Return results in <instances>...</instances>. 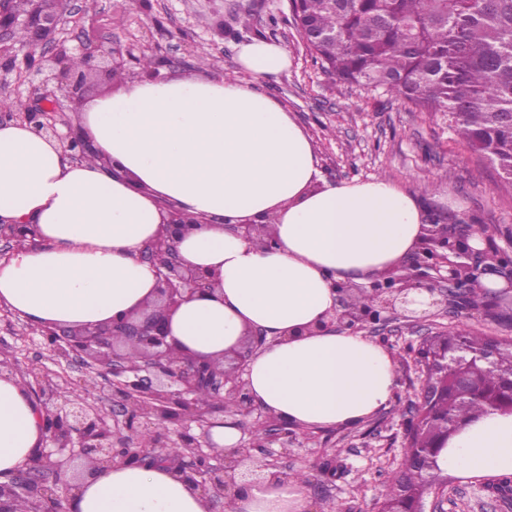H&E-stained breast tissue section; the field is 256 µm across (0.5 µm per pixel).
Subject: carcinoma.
Here are the masks:
<instances>
[{
	"instance_id": "cac0c4a2",
	"label": "carcinoma",
	"mask_w": 512,
	"mask_h": 512,
	"mask_svg": "<svg viewBox=\"0 0 512 512\" xmlns=\"http://www.w3.org/2000/svg\"><path fill=\"white\" fill-rule=\"evenodd\" d=\"M300 29L326 39L310 51L340 80L384 88L415 107L448 116L456 138L497 169L512 188V0H291ZM448 350L495 346L479 365L480 394H448L420 422L406 458L424 465L388 477L380 512L408 489L424 493L440 477L430 450L463 423L491 411L487 394L512 380V343L470 330L444 335Z\"/></svg>"
}]
</instances>
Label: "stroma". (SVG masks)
<instances>
[{
    "label": "stroma",
    "instance_id": "1",
    "mask_svg": "<svg viewBox=\"0 0 512 512\" xmlns=\"http://www.w3.org/2000/svg\"><path fill=\"white\" fill-rule=\"evenodd\" d=\"M75 12V30L89 43L109 38L131 49L129 80L143 56L168 59L170 75H233L237 44L254 38L281 44L291 64L259 89L281 100L311 135L324 180L389 177L420 197L437 221L485 226L493 249H512V192L498 188L496 170L456 142L442 114L383 89L344 83L315 64L292 25L289 0H76ZM459 327L512 341V297L491 309L441 304L421 321H391L371 335L397 363L390 407L350 427H303L287 445L273 443L285 472L307 477L312 512H377L388 477L402 463L408 407L424 379L415 349L423 337ZM0 358L18 367L31 390L53 373L59 391L86 396L112 422L109 382L89 379L78 361L51 359L17 313L0 312ZM497 483L494 475L449 474L445 512H512V498H501Z\"/></svg>",
    "mask_w": 512,
    "mask_h": 512
}]
</instances>
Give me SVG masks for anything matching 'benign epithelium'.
<instances>
[{
  "label": "benign epithelium",
  "mask_w": 512,
  "mask_h": 512,
  "mask_svg": "<svg viewBox=\"0 0 512 512\" xmlns=\"http://www.w3.org/2000/svg\"><path fill=\"white\" fill-rule=\"evenodd\" d=\"M71 0H32L26 12H17L13 0H0V49L14 44L17 31L25 30L29 39L41 46L39 55L13 56L0 65V83L27 85L36 95V104L25 112H1L0 123L15 120L34 133L58 142L65 155L81 161L93 152V144L71 122L45 107L54 90L66 88L80 102L88 90L92 73L112 75L122 70L128 49L112 41L97 45L66 47L70 40L67 26L73 22ZM165 223L159 225L163 244L145 243L139 250L141 261L157 274L154 299L140 310L120 320L94 327L72 330L44 328L39 335L57 356L76 358L92 374L112 377V414L121 422L108 426L99 408L79 394L54 389L52 379L44 376L36 404L45 424V445L21 465L8 483H0V512H11L12 501L24 496L36 512L43 504L58 502L56 512H68L61 504L71 485L67 480H85L93 472L82 470L77 461L96 460L107 468L137 460L163 464L175 462L182 480L201 492L206 512H215L212 504L222 501L233 508L238 492L245 486H261L284 474L265 442L220 457L204 451L200 437L224 423V414L246 416L254 410L242 373L253 353L266 343V334L251 330L235 352L234 366L224 360H207L191 352L173 359L169 356L166 319L187 298L214 290V280L204 269L184 264L178 244L189 231L190 220L176 206L164 205ZM225 229L248 240L274 237L269 224H227ZM0 238L19 248L22 243L36 247L37 231L32 224H1ZM483 251L469 245L461 226L442 224L423 237L417 249L405 261L375 280L370 288L375 303L369 307L352 305L361 286L347 282L337 287V307L325 327L357 331L366 325L382 327L392 319L417 321L421 311L413 292L425 291L428 306L440 300L454 301L470 288L485 289L480 281ZM478 361L486 365L491 357L466 350L443 348L433 359L421 358L425 382L421 401H434L448 393V386H465L470 378L466 364ZM236 395L235 405L224 402V391ZM202 430L198 436L192 426ZM448 476L429 498L415 501L409 510L395 512H444L440 505Z\"/></svg>",
  "instance_id": "1"
}]
</instances>
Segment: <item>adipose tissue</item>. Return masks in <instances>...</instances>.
Instances as JSON below:
<instances>
[{
	"mask_svg": "<svg viewBox=\"0 0 512 512\" xmlns=\"http://www.w3.org/2000/svg\"><path fill=\"white\" fill-rule=\"evenodd\" d=\"M235 76L125 81L81 109L96 146L79 163L25 124H0V223L35 225L41 246L0 260V303L29 326L89 327L139 309L155 292L138 258L155 240L164 203L196 225L185 263L216 277L214 291L168 316L174 353L211 358L248 330L266 344L243 378L253 404L291 425L330 428L389 407L397 363L360 332L325 331L336 284H368L413 252L431 224L415 195L386 178L329 183L312 137L258 82L287 70L280 44L237 47ZM271 223L274 247L229 232ZM43 447L35 403L19 376H0V482ZM439 465L466 477L512 474V414L490 413L456 432ZM293 475L252 487L237 512H308ZM70 512H205L199 490L171 465L100 468L76 488Z\"/></svg>",
	"mask_w": 512,
	"mask_h": 512,
	"instance_id": "adipose-tissue-1",
	"label": "adipose tissue"
}]
</instances>
